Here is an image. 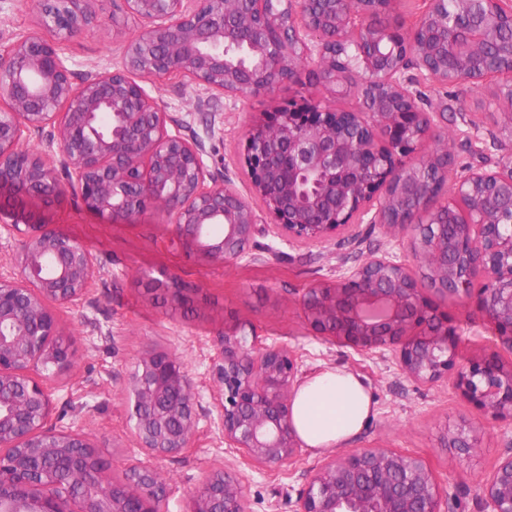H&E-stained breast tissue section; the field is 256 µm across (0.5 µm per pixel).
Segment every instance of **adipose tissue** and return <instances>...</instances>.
I'll use <instances>...</instances> for the list:
<instances>
[{"label": "adipose tissue", "mask_w": 512, "mask_h": 512, "mask_svg": "<svg viewBox=\"0 0 512 512\" xmlns=\"http://www.w3.org/2000/svg\"><path fill=\"white\" fill-rule=\"evenodd\" d=\"M364 382L341 367L322 369L303 380L292 403V426L301 441L321 452L347 445L375 414Z\"/></svg>", "instance_id": "adipose-tissue-1"}]
</instances>
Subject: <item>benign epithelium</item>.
Listing matches in <instances>:
<instances>
[{
    "instance_id": "1",
    "label": "benign epithelium",
    "mask_w": 512,
    "mask_h": 512,
    "mask_svg": "<svg viewBox=\"0 0 512 512\" xmlns=\"http://www.w3.org/2000/svg\"><path fill=\"white\" fill-rule=\"evenodd\" d=\"M92 0H39L37 25L0 55V197L29 203L39 226L19 243L17 271L0 273V512H165L157 463L191 447L198 392L182 357L155 347L127 384L134 436L147 462L122 478L79 429L50 423L52 382L73 365L61 309L80 304L99 277L94 256L44 216L69 186L109 223L135 224L148 208L165 216L164 242L198 262L227 266L258 234L317 244L371 224L409 237L414 264L371 258L303 289L314 336L355 353L389 357L410 379L453 385L500 425L508 448L481 480L483 512H512V153L495 170L470 167L451 185L449 146L434 115L417 103L409 66L425 83L497 88L512 112V0H457L463 24L448 23L447 0H429L403 32L371 25L399 0H124L141 21L121 68L76 87L63 44L99 30ZM323 96L290 100L244 132V163L257 210L236 185L218 182L204 156L215 123L187 139L141 85L178 76L212 92L247 98L296 78L307 63ZM354 99L356 106L342 105ZM36 151L23 147L45 129ZM481 288H474L476 282ZM161 308L185 307L173 275L146 289ZM476 308L488 325L487 352L464 359L467 320L436 299ZM295 351L269 345L247 322L224 327L216 366L224 445L256 470L295 460L292 426L300 383ZM446 446L468 456L464 430ZM447 484L421 457L389 448L331 452L310 471L295 512H442ZM183 512H248L244 477L226 465L185 498Z\"/></svg>"
}]
</instances>
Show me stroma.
I'll list each match as a JSON object with an SVG mask.
<instances>
[{
	"label": "stroma",
	"mask_w": 512,
	"mask_h": 512,
	"mask_svg": "<svg viewBox=\"0 0 512 512\" xmlns=\"http://www.w3.org/2000/svg\"><path fill=\"white\" fill-rule=\"evenodd\" d=\"M105 26L70 37L65 56L74 84L118 68L127 41L140 22L127 14L124 0H94ZM35 0H0V54L17 36L33 29ZM146 90L162 111L182 123L185 133L215 122L216 135L207 142L205 161L216 178L248 190L243 130L252 119L291 98L320 93L314 75L302 69L296 81L247 99L219 95L178 77ZM495 86L468 84L418 87L420 105L431 110L445 105L437 135L449 142L453 171L468 165L495 168L512 151V115L491 106ZM475 125L483 155H475L466 129ZM53 229L79 239L97 259L100 278L78 306L64 310L63 326L76 350L72 370L54 384L56 426L82 430L108 459L115 475L142 462L129 417L127 379L147 349L164 346L183 355L199 393V419L191 448L159 462L168 481L166 512H182L188 491L211 470L223 467L231 453L224 447L219 385L214 377L224 326L250 320L266 343L285 344L301 357L303 374L323 367H345L359 373L376 401V413L352 442L356 448H391L425 458L437 477L449 485V512H482L477 480L488 475L505 443L483 411L460 396L450 379L418 383L407 378L392 360L369 358L308 334L299 303L304 288L333 279L373 255L402 259L411 252L405 238H392L361 224L346 235L319 245H290L257 235L247 256L232 265L207 266L174 248L159 244L162 217L148 211L135 224H111L87 211L77 194L65 191L48 213ZM0 220L15 229L0 236V272L17 268L18 245L28 234L26 209L9 206ZM173 274L187 287V301L200 321L183 322L156 307L147 297L148 278ZM467 429L476 451L467 458L445 447L446 433ZM321 459L302 448L298 460L276 471L241 466L249 512H294L308 471Z\"/></svg>",
	"instance_id": "1"
}]
</instances>
